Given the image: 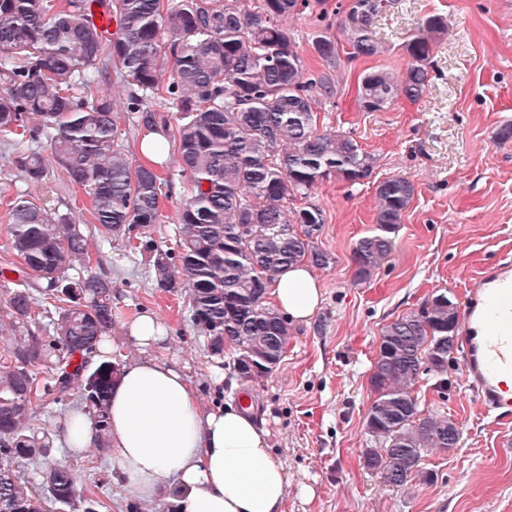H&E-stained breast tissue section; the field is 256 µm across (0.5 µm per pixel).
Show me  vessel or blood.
Instances as JSON below:
<instances>
[{
  "label": "vessel or blood",
  "mask_w": 512,
  "mask_h": 512,
  "mask_svg": "<svg viewBox=\"0 0 512 512\" xmlns=\"http://www.w3.org/2000/svg\"><path fill=\"white\" fill-rule=\"evenodd\" d=\"M463 375L481 405L512 416V395L502 378L512 373V267L484 273L464 309Z\"/></svg>",
  "instance_id": "vessel-or-blood-1"
}]
</instances>
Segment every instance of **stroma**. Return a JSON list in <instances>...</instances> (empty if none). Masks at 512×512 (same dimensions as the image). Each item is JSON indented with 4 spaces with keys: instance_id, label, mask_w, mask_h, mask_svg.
Segmentation results:
<instances>
[{
    "instance_id": "stroma-1",
    "label": "stroma",
    "mask_w": 512,
    "mask_h": 512,
    "mask_svg": "<svg viewBox=\"0 0 512 512\" xmlns=\"http://www.w3.org/2000/svg\"><path fill=\"white\" fill-rule=\"evenodd\" d=\"M434 13L444 16L447 28L424 96L414 103L398 99L379 112L360 109L359 76L403 71L402 42ZM373 30L384 53L347 63L337 74L335 103L319 117L325 129L350 133L376 156L374 181L352 187L331 181L315 190L325 213L318 245L335 261L317 270L323 302L311 319L293 324L273 374L238 378L229 355L212 354L183 297L154 288L140 254L120 239L102 245L96 225L85 222L92 257L112 279V352L121 360L135 357L124 326L148 311L167 328L155 356L176 360L206 405L247 395L272 456L288 473L284 512H512V420L479 406L464 381L462 357L448 365L446 395L428 377L417 388L421 410L446 414L461 430L457 448L427 452L433 480L392 488L362 459L370 444L363 426L372 400L368 378L382 328L439 290L464 303L487 267L512 263V139L497 137L512 123V0H396ZM40 154L47 177L34 186L0 140V228L9 218L6 200L19 192L63 213H83L82 194L63 177L49 148ZM165 176L153 236L171 247L188 182L174 167ZM391 176L414 184V200L393 235L388 263L367 282L353 283L351 250L374 228V184ZM78 404L70 397L68 405L37 412L34 420L36 430L53 436L52 457L70 465L78 489L95 492L100 512H171L166 496L145 503L118 483L110 454L67 451L56 437L58 423L67 406Z\"/></svg>"
}]
</instances>
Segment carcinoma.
<instances>
[{
  "label": "carcinoma",
  "instance_id": "carcinoma-1",
  "mask_svg": "<svg viewBox=\"0 0 512 512\" xmlns=\"http://www.w3.org/2000/svg\"><path fill=\"white\" fill-rule=\"evenodd\" d=\"M393 2L349 0L336 10L350 52L318 29L312 45L327 69L310 71L285 22L306 13L324 22L323 0H0V138L32 184L46 177L32 148L45 140L88 202L101 244L120 237L144 255L154 287L186 298L211 352L221 355L227 344L239 378H267L292 334L288 317L269 301L278 275L301 263H334L317 244L325 218L314 190L332 179L362 185L377 165L352 136L319 129L318 107L337 95L344 60L382 52L372 25ZM94 3L115 21L114 33L98 27ZM444 31L441 16L424 17L402 43L407 67L399 75L364 74L358 106L378 112L399 98L419 101ZM108 62L122 71L134 124L177 139L176 163L190 192L175 213L174 249L151 236L168 180L128 156L121 115L98 92ZM157 100L175 115L155 107ZM375 196V230L352 249L356 282L388 262L415 187L390 177L377 183ZM6 237L21 265L0 271L4 279L15 275L0 307V335L14 338L0 349V512H52L77 501L82 512H99V500L78 494L69 466L49 464L38 491L16 464L50 456L48 437L31 421L76 389L93 419V447L109 450L108 409L121 363L92 368L87 355L112 331V278L93 270L88 238L72 216L26 195L10 203ZM458 323L457 305L437 291L382 329L364 417L373 445L363 460L393 488L431 481L426 453L460 442L456 423L423 413L416 394L423 374L435 379L436 391L448 390ZM38 366L49 369L48 378H37Z\"/></svg>",
  "mask_w": 512,
  "mask_h": 512
}]
</instances>
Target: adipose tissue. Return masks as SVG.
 Segmentation results:
<instances>
[{"mask_svg": "<svg viewBox=\"0 0 512 512\" xmlns=\"http://www.w3.org/2000/svg\"><path fill=\"white\" fill-rule=\"evenodd\" d=\"M272 303L292 322L308 321L322 292L311 268L282 272ZM139 359L123 366L112 391L109 438L117 479L133 495L167 494L174 512H283L288 474L248 408H206L176 363L154 357L167 332L154 314L129 323Z\"/></svg>", "mask_w": 512, "mask_h": 512, "instance_id": "adipose-tissue-1", "label": "adipose tissue"}]
</instances>
